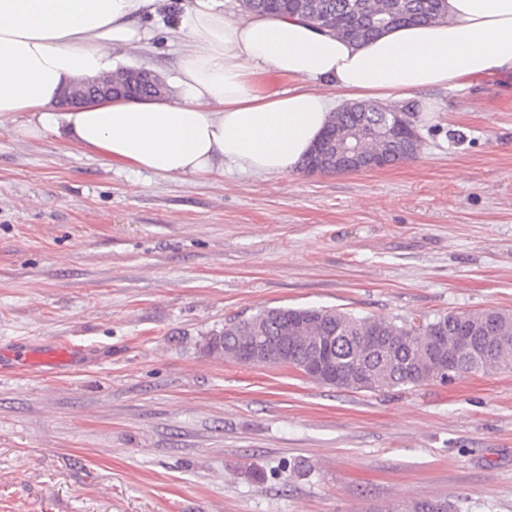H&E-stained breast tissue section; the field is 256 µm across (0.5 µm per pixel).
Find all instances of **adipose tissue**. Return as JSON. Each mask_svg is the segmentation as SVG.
Here are the masks:
<instances>
[{
    "label": "adipose tissue",
    "instance_id": "adipose-tissue-1",
    "mask_svg": "<svg viewBox=\"0 0 512 512\" xmlns=\"http://www.w3.org/2000/svg\"><path fill=\"white\" fill-rule=\"evenodd\" d=\"M158 0H0V131L62 138L150 174L217 180L295 171L337 102L388 110L415 93L512 70V0H444L441 20L360 43L287 15H225L188 0L178 27L177 98H103L62 111L65 87L115 71L116 50L148 46ZM291 80L269 92L266 74Z\"/></svg>",
    "mask_w": 512,
    "mask_h": 512
}]
</instances>
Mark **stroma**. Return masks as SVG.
<instances>
[{
	"instance_id": "35a3bbf8",
	"label": "stroma",
	"mask_w": 512,
	"mask_h": 512,
	"mask_svg": "<svg viewBox=\"0 0 512 512\" xmlns=\"http://www.w3.org/2000/svg\"><path fill=\"white\" fill-rule=\"evenodd\" d=\"M182 12L123 67L171 80ZM405 106L417 155L366 173L188 182L0 133V512H512V371L368 392L203 350L268 307L512 311V71ZM465 498H458L456 502L442 499H414L401 504L388 506L386 512H459L462 511Z\"/></svg>"
}]
</instances>
